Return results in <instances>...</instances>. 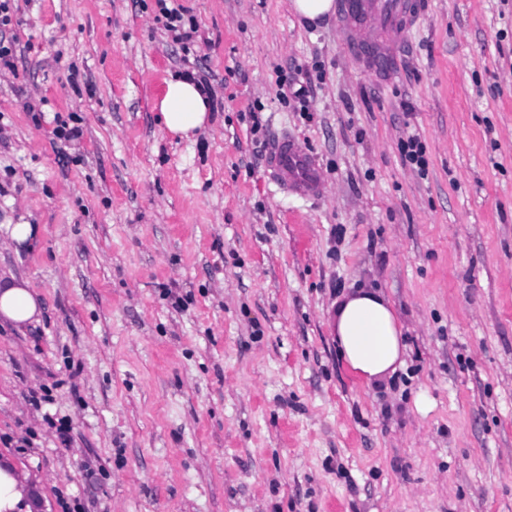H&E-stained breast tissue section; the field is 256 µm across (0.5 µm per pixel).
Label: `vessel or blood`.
Instances as JSON below:
<instances>
[{
    "label": "vessel or blood",
    "instance_id": "obj_1",
    "mask_svg": "<svg viewBox=\"0 0 512 512\" xmlns=\"http://www.w3.org/2000/svg\"><path fill=\"white\" fill-rule=\"evenodd\" d=\"M421 12L419 0H342L340 4L341 24L352 33L353 45L371 47L373 67L389 74L397 68L395 43ZM268 167L287 192L311 197L324 193L325 183L315 160L297 141H277Z\"/></svg>",
    "mask_w": 512,
    "mask_h": 512
}]
</instances>
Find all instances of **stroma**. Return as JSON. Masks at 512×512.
Returning <instances> with one entry per match:
<instances>
[{
  "label": "stroma",
  "mask_w": 512,
  "mask_h": 512,
  "mask_svg": "<svg viewBox=\"0 0 512 512\" xmlns=\"http://www.w3.org/2000/svg\"><path fill=\"white\" fill-rule=\"evenodd\" d=\"M181 2L187 52L157 0H11L0 272L43 314L0 322V455L43 512H512V0H423L392 76L337 16ZM187 55L215 100L179 140L154 103ZM284 137L325 196L269 179ZM362 286L406 346L379 387L330 325ZM160 6V14L165 19L163 26L168 31L172 40L176 43H181L183 48L187 49V43L191 42L194 35L197 33V28L194 23L193 17L189 15L190 10L178 1L172 2V7L169 8L166 4L167 0H158ZM185 16L187 18L185 19ZM188 24V28H185ZM400 153L402 158L411 163L416 164L421 171H425L427 165L426 159L423 154V146L419 138L415 135H409L406 139L400 142Z\"/></svg>",
  "instance_id": "obj_1"
}]
</instances>
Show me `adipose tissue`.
Returning a JSON list of instances; mask_svg holds the SVG:
<instances>
[{"mask_svg": "<svg viewBox=\"0 0 512 512\" xmlns=\"http://www.w3.org/2000/svg\"><path fill=\"white\" fill-rule=\"evenodd\" d=\"M166 132L192 138L206 127L211 102L193 78L166 80L155 104ZM40 302L29 281L0 276V318L22 327L37 321ZM336 347L347 368L366 385H378L404 364L402 328L385 296L372 288H355L336 300ZM42 492L30 473L11 457H0V512H39Z\"/></svg>", "mask_w": 512, "mask_h": 512, "instance_id": "ef3b65f1", "label": "adipose tissue"}]
</instances>
